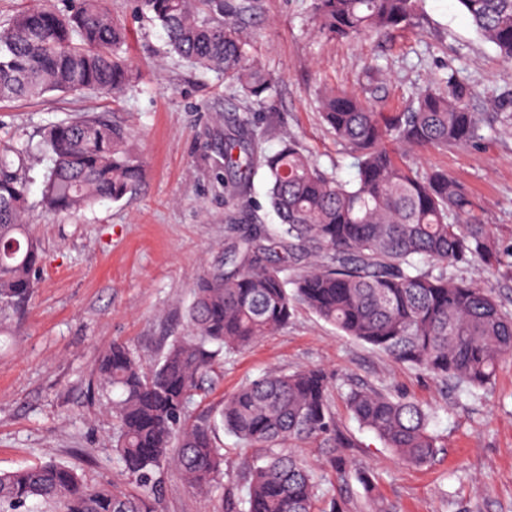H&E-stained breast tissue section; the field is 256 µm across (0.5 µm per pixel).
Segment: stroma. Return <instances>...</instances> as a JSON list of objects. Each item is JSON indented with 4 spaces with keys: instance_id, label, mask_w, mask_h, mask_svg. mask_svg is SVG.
<instances>
[{
    "instance_id": "stroma-1",
    "label": "stroma",
    "mask_w": 512,
    "mask_h": 512,
    "mask_svg": "<svg viewBox=\"0 0 512 512\" xmlns=\"http://www.w3.org/2000/svg\"><path fill=\"white\" fill-rule=\"evenodd\" d=\"M252 58L278 80L267 100L245 99L214 72L171 53L162 28L137 14L134 0H107L127 30L126 56L136 87L112 98L52 93L0 103V146L26 145L21 176L26 221L44 250L28 304L0 311V470L47 461L77 470L91 485L129 483L112 450L113 419L96 371L112 341L127 342L155 363L186 332L192 288L220 263L234 229L274 224L263 170L239 181L224 168V138L247 126L262 152L288 137L342 178L352 158L322 122L319 88L375 92L390 108L447 70L473 92L475 111L489 113L495 91L512 88V64L475 32L456 0H425L420 25L365 44L314 31L312 0H241ZM378 65L384 77L368 84ZM107 114L129 128L145 177L132 194L93 210L55 215L41 190L52 166L42 132L75 115ZM472 148L420 156L459 181L485 209L501 243L512 242V129L484 126ZM320 366L332 377L333 404L352 472H370L393 512H512V358L492 384L470 395L397 363L297 306L288 325L252 347L220 354L195 415H214L225 396L266 371ZM367 384L434 414L441 449L427 465L403 463L351 418L349 386ZM172 469L164 473L161 512H211Z\"/></svg>"
}]
</instances>
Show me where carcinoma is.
<instances>
[{"label": "carcinoma", "instance_id": "obj_1", "mask_svg": "<svg viewBox=\"0 0 512 512\" xmlns=\"http://www.w3.org/2000/svg\"><path fill=\"white\" fill-rule=\"evenodd\" d=\"M167 34L170 51L224 74L248 99L261 101L276 78L249 55L233 0H136ZM424 0H313L316 31L350 42H374L416 25ZM479 37L512 63V0H457ZM125 26L105 0H70L63 10H25L0 29V102L53 92L114 98L137 78L123 53ZM468 87L448 75L419 90L399 111L352 89L324 87L325 124L353 157L343 179L322 168L290 138L273 154L245 141L224 144V165L266 173V197L280 220L254 224L230 244L224 264L193 285L192 332L175 336L158 362L145 365L121 341L99 356L101 384L112 389L113 451L128 480L124 492L92 486L54 461L0 472V512H27L31 501L55 512H159L162 474L172 468L213 512H347V500L324 488L315 467L294 454L301 444L326 449L325 464L348 484L350 447L333 409L331 383L320 367L269 371L224 399L218 416H193L194 396L224 350L249 347L286 325L297 304L345 335L394 361L469 391L485 389L499 361L512 355V313L494 292L450 270L482 264L512 270V245L496 238L485 210L448 172L420 168L424 153L474 144L482 117ZM512 122V89L492 99ZM129 133L102 113L49 125L43 134L53 166L45 208L78 213L119 201L142 181ZM23 150L0 149V303L32 296L41 248L27 227V190L19 174ZM352 417L400 460L422 466L440 448L430 415L417 404L371 386L346 394ZM263 462L241 459L245 496L224 486L219 429ZM356 480L368 512H386L371 495L372 479Z\"/></svg>", "mask_w": 512, "mask_h": 512}]
</instances>
